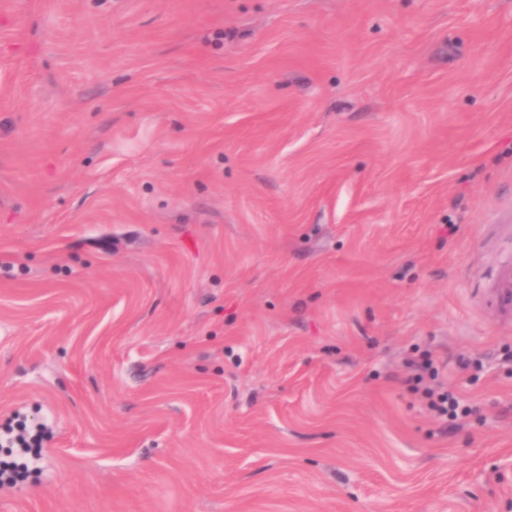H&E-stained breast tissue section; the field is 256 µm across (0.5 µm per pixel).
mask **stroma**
<instances>
[{
    "label": "stroma",
    "mask_w": 512,
    "mask_h": 512,
    "mask_svg": "<svg viewBox=\"0 0 512 512\" xmlns=\"http://www.w3.org/2000/svg\"><path fill=\"white\" fill-rule=\"evenodd\" d=\"M510 218L512 0H0V512H512ZM482 300L497 311L501 323L512 325V257L497 266L482 289ZM406 367L410 373L407 378L410 388L415 392L421 391L428 400L430 409L439 417L456 421L472 412L471 408L460 404L453 392L425 385L427 378L436 380L439 374L438 366L433 359H409L406 361Z\"/></svg>",
    "instance_id": "stroma-1"
}]
</instances>
